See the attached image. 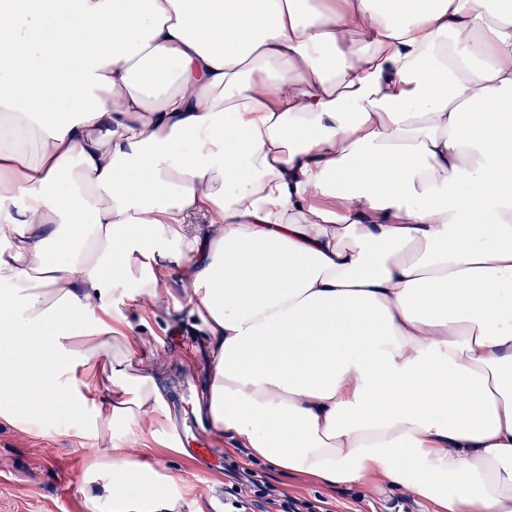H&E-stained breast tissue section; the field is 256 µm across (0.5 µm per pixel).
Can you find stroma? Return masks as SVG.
I'll list each match as a JSON object with an SVG mask.
<instances>
[{"instance_id": "35a3bbf8", "label": "stroma", "mask_w": 512, "mask_h": 512, "mask_svg": "<svg viewBox=\"0 0 512 512\" xmlns=\"http://www.w3.org/2000/svg\"><path fill=\"white\" fill-rule=\"evenodd\" d=\"M147 321L174 355L160 377L162 397L173 420L167 438H175L177 422L187 421L194 424L200 439H207V422L194 401L204 390L211 361L205 336L184 309L161 310L148 315ZM212 448L214 458L198 462L186 449L174 452L155 445L148 450L146 461L156 470L180 476L184 493L180 512H246L250 493L239 476L241 455L225 453L220 442ZM96 453V447L64 420L51 417L33 426L16 427L0 419V512H87L82 489L86 466ZM254 469L289 494L328 499L338 512H389L393 500L400 512H436L432 503L379 475L363 483L365 498L356 502L348 488L335 489L263 463Z\"/></svg>"}]
</instances>
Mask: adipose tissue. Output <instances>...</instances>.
I'll list each match as a JSON object with an SVG mask.
<instances>
[{"label": "adipose tissue", "mask_w": 512, "mask_h": 512, "mask_svg": "<svg viewBox=\"0 0 512 512\" xmlns=\"http://www.w3.org/2000/svg\"><path fill=\"white\" fill-rule=\"evenodd\" d=\"M126 286L187 295L217 440L512 512V0H0V418L179 512Z\"/></svg>", "instance_id": "1"}]
</instances>
